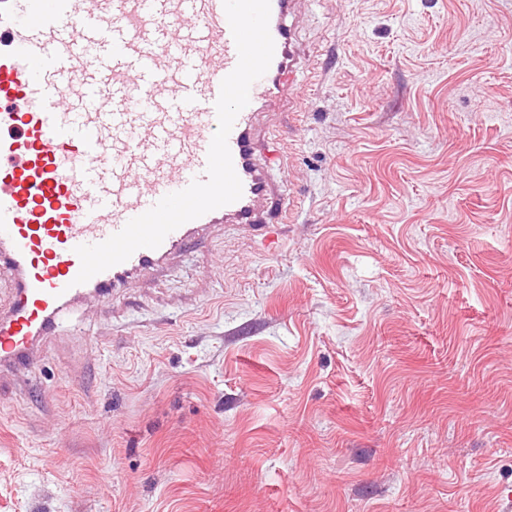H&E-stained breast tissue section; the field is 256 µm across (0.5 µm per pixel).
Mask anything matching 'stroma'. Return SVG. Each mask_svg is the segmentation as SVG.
I'll return each instance as SVG.
<instances>
[{
	"instance_id": "stroma-1",
	"label": "stroma",
	"mask_w": 512,
	"mask_h": 512,
	"mask_svg": "<svg viewBox=\"0 0 512 512\" xmlns=\"http://www.w3.org/2000/svg\"><path fill=\"white\" fill-rule=\"evenodd\" d=\"M294 205L0 371V512H512V0H294Z\"/></svg>"
}]
</instances>
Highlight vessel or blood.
Instances as JSON below:
<instances>
[{"label": "vessel or blood", "instance_id": "vessel-or-blood-1", "mask_svg": "<svg viewBox=\"0 0 512 512\" xmlns=\"http://www.w3.org/2000/svg\"><path fill=\"white\" fill-rule=\"evenodd\" d=\"M292 3L270 0L274 56L228 136L241 198L80 284L76 246L205 180L237 48L223 0H0V269L13 283L0 366L28 363L72 302L163 269L210 227L260 230L285 210L254 161V135L260 108L288 90Z\"/></svg>", "mask_w": 512, "mask_h": 512}]
</instances>
